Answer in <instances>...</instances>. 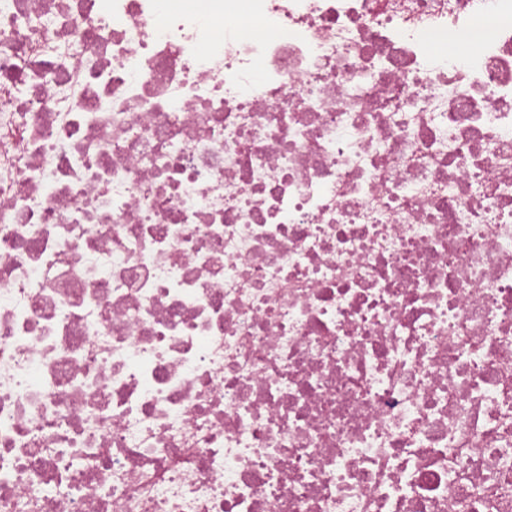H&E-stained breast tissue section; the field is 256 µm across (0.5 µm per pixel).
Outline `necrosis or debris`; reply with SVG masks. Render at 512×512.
<instances>
[{
    "label": "necrosis or debris",
    "mask_w": 512,
    "mask_h": 512,
    "mask_svg": "<svg viewBox=\"0 0 512 512\" xmlns=\"http://www.w3.org/2000/svg\"><path fill=\"white\" fill-rule=\"evenodd\" d=\"M0 512H512V0H0Z\"/></svg>",
    "instance_id": "1"
}]
</instances>
